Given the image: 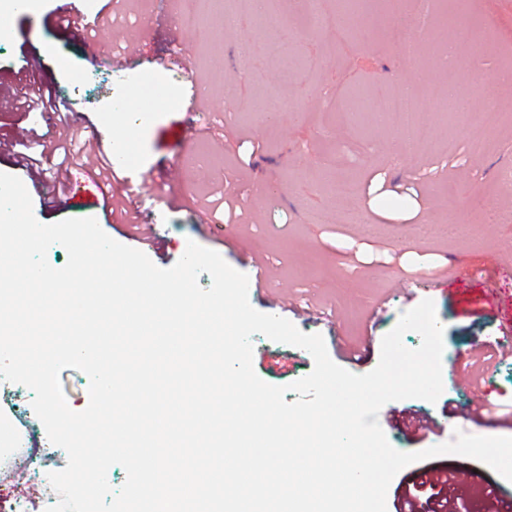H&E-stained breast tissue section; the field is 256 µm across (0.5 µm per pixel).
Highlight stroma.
<instances>
[{
	"mask_svg": "<svg viewBox=\"0 0 512 512\" xmlns=\"http://www.w3.org/2000/svg\"><path fill=\"white\" fill-rule=\"evenodd\" d=\"M62 0L0 15V84L37 82L69 98L82 136L113 154L134 144L117 181L90 179L58 189L52 175H21L11 150L0 172L21 176L43 224L95 218L115 241L174 265L188 241L252 274L266 258L271 276L250 289L258 311L321 334L328 353L354 374L372 371L345 350L383 338L403 312L429 299L443 327V364L473 339L499 341L512 323V0H201L197 25H178L180 0H133L99 41L86 45L61 26ZM318 20H311L310 12ZM424 15L417 56L405 58L393 27ZM466 19L474 39L456 66H442ZM416 82L424 110L422 145L403 140L387 98ZM288 108L268 110L270 101ZM498 106L488 124L485 104ZM130 196L153 243L135 240L112 196ZM498 266L486 264L489 254ZM465 277L469 290L451 291ZM500 305L473 310L485 289ZM253 367L285 386L308 375L300 348L253 335ZM500 415L455 423L440 403L393 401L384 412L419 409L438 428L408 436L390 424V445L417 452L447 442L455 428L512 437V355L481 385ZM436 466L472 475L476 512L512 499V482L459 455Z\"/></svg>",
	"mask_w": 512,
	"mask_h": 512,
	"instance_id": "obj_1",
	"label": "stroma"
}]
</instances>
